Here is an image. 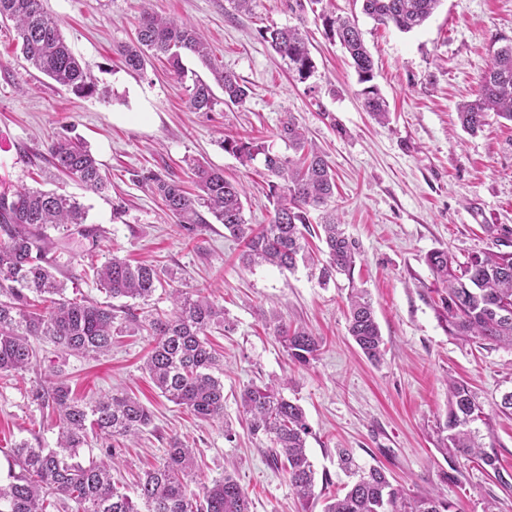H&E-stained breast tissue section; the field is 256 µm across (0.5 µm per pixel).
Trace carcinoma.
<instances>
[{
	"instance_id": "obj_1",
	"label": "carcinoma",
	"mask_w": 512,
	"mask_h": 512,
	"mask_svg": "<svg viewBox=\"0 0 512 512\" xmlns=\"http://www.w3.org/2000/svg\"><path fill=\"white\" fill-rule=\"evenodd\" d=\"M363 13L377 25L410 32L428 20L441 0H361ZM0 19L15 23L24 58L38 71L78 95L90 96L96 84L66 44L59 23L43 8V0H0ZM325 33L349 54L362 89L364 106L376 122L388 119L387 105L372 84L374 62L357 24L332 13L320 15ZM271 48L288 61L299 79H307L315 65L308 39L297 27L269 26L260 32ZM125 67L144 70L151 57H163L181 77L189 106L210 112L218 103L212 87L197 72H188L183 58L189 54L207 62L209 56L200 26L145 10L140 15L136 40L116 48ZM214 82L224 93V103L238 105L249 89L232 71L211 68ZM495 116L512 122V44L501 47L479 78L475 98L458 106L462 129L475 135ZM277 137L292 154L281 155L262 141L224 135L223 149L249 165L263 156L273 198L269 223L246 221L241 182L224 177V171L196 162L192 167L196 193L182 182L148 175L167 211L178 219L180 230L193 233L199 224L214 220L243 243L240 261L246 268L268 264L292 271L303 264L318 271L327 285L336 275L353 280L359 247L345 234L336 216V180L332 168L293 118L281 122ZM53 167L76 179L86 189H105L106 179L87 146L61 136L48 147ZM318 212L326 250L321 259L306 246L311 233L310 213ZM87 212L72 195L58 190L26 187L0 191V377L7 378L33 365V342H47L63 352L97 357L112 349V339L131 329L151 337L144 370L167 400L186 408L201 421L224 422V381L219 358L208 333L224 326V308L203 290L170 288L168 311L139 314L125 304L100 303L85 297H68L58 279L61 265L74 256L69 240H86L90 256L97 246V229L85 225ZM60 228L63 237L53 240L48 228ZM66 260H61V257ZM432 272L448 287V334L461 340L478 339L512 346V252L481 251L458 263L448 253L435 250L427 257ZM100 289L112 299L138 300L146 305L164 288L156 266L131 264L117 255L94 268ZM348 333L372 363L384 355L383 339L371 298L353 288L347 299ZM277 336L288 356L301 365L315 359L320 340L303 327L286 325ZM33 403L56 416V446L34 447L22 441L8 458L7 482H0V512H47L74 503V512H250V501L232 472L208 483L192 485L196 451L178 438L165 449L159 465L146 471L134 495L112 480L113 449L107 458L84 464L79 450L95 430L118 443L137 438L153 420L151 411L137 398L114 392L93 403L72 395L63 379L30 390ZM248 432L263 436L282 462L288 482L306 502L314 496V469L307 455L310 427L300 405L284 398L274 385H251L240 396ZM484 413L469 386L448 381V414L440 437L452 478L460 470L456 460L477 459L498 472L496 448L482 442L472 424ZM344 469L356 476L343 495L335 496L323 512H453L452 504L437 495L406 497L379 466L361 469L353 457L340 456Z\"/></svg>"
}]
</instances>
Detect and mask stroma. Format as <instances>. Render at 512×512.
I'll use <instances>...</instances> for the list:
<instances>
[{
  "label": "stroma",
  "mask_w": 512,
  "mask_h": 512,
  "mask_svg": "<svg viewBox=\"0 0 512 512\" xmlns=\"http://www.w3.org/2000/svg\"><path fill=\"white\" fill-rule=\"evenodd\" d=\"M326 10L356 16L374 61L375 82L389 106L386 124L366 112L362 86L339 43L329 40L310 6L299 0H253L238 11L231 0H43L74 54L97 81L84 97L59 87L23 58L13 23L0 21V180L13 186L63 187L87 210L98 230L90 258L63 268L78 293L102 302L94 267L111 256L155 265L176 288H204L230 323L212 341L224 361V423L198 420L162 397L142 371L149 338L128 333L109 355L91 359L37 344V362L0 380V478L8 455L24 440L54 447L57 429L28 397L38 382L63 375L88 400L115 390L134 393L153 423L117 449L112 477L133 492L138 475L160 460L171 438L185 440L203 459L197 481L233 471L251 501L250 512H323L343 494L348 476L338 451L350 449L362 466H383L408 494L448 499L455 512H512V492L498 475L512 474V417L496 409L512 392V347L465 342L448 333V290L427 264L444 250L468 254L504 247L512 252V124L490 120L466 134L458 104L473 99L494 53L512 43V0H442L420 28L403 33L375 25L359 0H323ZM199 24L215 64L248 87L240 105L189 108L184 83L159 60L129 72L116 46L136 35L143 10ZM297 27L311 43L315 70L299 80L260 32ZM294 118L336 173V206L360 257L353 280L320 285L309 268L270 265L244 269L241 245L223 225L177 231V219L141 174L189 181L187 159L223 169L244 182L245 218L268 223L273 213L261 162L246 166L224 151L225 135L249 136L286 153L276 132ZM62 135L81 138L109 185L99 193L58 176L48 145ZM508 229L505 240L488 226ZM370 293L386 350L371 364L347 332L349 283ZM305 326L322 339L315 361L294 364L280 343L281 325ZM466 382L490 417L486 442L499 470L460 460V480L448 479L439 436L448 414V381ZM285 381L312 434L307 453L315 496L303 503L269 457L268 441L248 434L239 395L249 385ZM233 438H226L225 427Z\"/></svg>",
  "instance_id": "obj_1"
}]
</instances>
